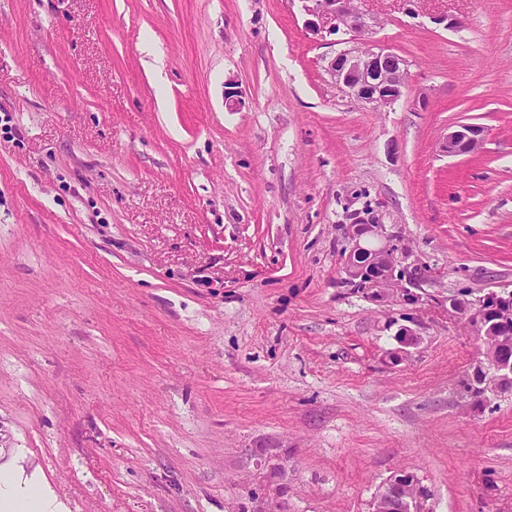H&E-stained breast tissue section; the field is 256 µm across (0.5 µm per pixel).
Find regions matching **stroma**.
Wrapping results in <instances>:
<instances>
[{
	"label": "stroma",
	"instance_id": "35a3bbf8",
	"mask_svg": "<svg viewBox=\"0 0 512 512\" xmlns=\"http://www.w3.org/2000/svg\"><path fill=\"white\" fill-rule=\"evenodd\" d=\"M363 8L391 109L300 0H0V464L64 512H369L401 470L512 512V393L466 398L448 312L512 290V0ZM461 123L481 149L440 152ZM360 222L419 301L346 282ZM310 31L323 37L342 33L349 37L334 40L348 44L336 52L328 65L335 83L358 102L374 109L389 108L399 101L408 87L407 62L388 47L368 36L378 24L354 0H300Z\"/></svg>",
	"mask_w": 512,
	"mask_h": 512
}]
</instances>
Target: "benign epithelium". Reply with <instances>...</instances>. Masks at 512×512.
I'll use <instances>...</instances> for the list:
<instances>
[{
  "mask_svg": "<svg viewBox=\"0 0 512 512\" xmlns=\"http://www.w3.org/2000/svg\"><path fill=\"white\" fill-rule=\"evenodd\" d=\"M307 21L316 35H346L335 44H345L328 65L335 83L358 102L375 109L389 108L399 101L408 87L407 62L388 47L371 40L369 31L377 20L356 5V0H300ZM483 143V128L464 123L448 133L442 152L468 155ZM354 244L343 268L346 280L364 284L376 296H410L397 273V248L383 243L384 226L356 224ZM448 309L465 320L485 347L484 359L478 361L466 383L473 398L512 389V341L501 337L512 334V290L490 291L476 299L448 297ZM430 491L413 472L400 471L388 478L371 504V512H429Z\"/></svg>",
  "mask_w": 512,
  "mask_h": 512,
  "instance_id": "7a95c632",
  "label": "benign epithelium"
}]
</instances>
